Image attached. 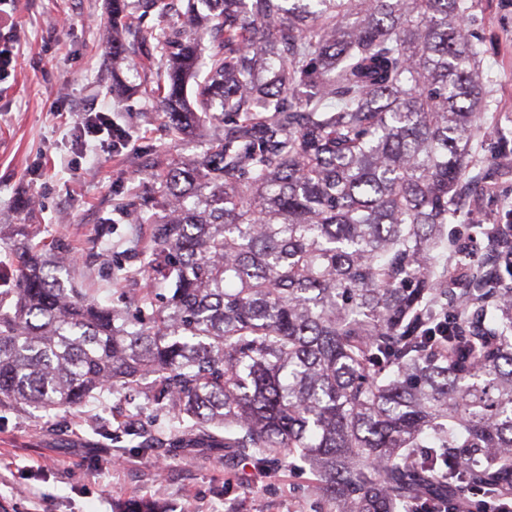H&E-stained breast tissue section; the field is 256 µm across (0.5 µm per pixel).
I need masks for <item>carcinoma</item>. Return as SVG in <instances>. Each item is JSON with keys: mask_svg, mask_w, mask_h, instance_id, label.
Segmentation results:
<instances>
[{"mask_svg": "<svg viewBox=\"0 0 512 512\" xmlns=\"http://www.w3.org/2000/svg\"><path fill=\"white\" fill-rule=\"evenodd\" d=\"M112 0V63L145 49L143 94L202 152L153 175L137 223L148 320L57 272L21 228L0 290V407L74 410L130 389L187 443L260 468L298 456L329 512L472 492L512 503V224L485 263L446 264L489 77L469 0ZM177 18L137 25L139 9ZM208 55L201 59L203 42ZM208 69L197 80L199 65Z\"/></svg>", "mask_w": 512, "mask_h": 512, "instance_id": "carcinoma-1", "label": "carcinoma"}]
</instances>
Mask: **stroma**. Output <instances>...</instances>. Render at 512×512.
Wrapping results in <instances>:
<instances>
[{"instance_id":"35a3bbf8","label":"stroma","mask_w":512,"mask_h":512,"mask_svg":"<svg viewBox=\"0 0 512 512\" xmlns=\"http://www.w3.org/2000/svg\"><path fill=\"white\" fill-rule=\"evenodd\" d=\"M467 20L492 107L472 148L473 189L458 198L447 229L504 223L512 209V9L473 0ZM0 25L15 69L0 73V274L14 272L15 230L67 246L69 276L104 305L142 270L149 227L117 220L118 202L150 189L154 173L200 152L210 124L171 137L142 94L112 91L111 0H0ZM107 110L130 132L127 147L81 146L79 112ZM180 424L166 410L124 392H105L70 412L29 406L0 410V512H116L153 498L164 512H328L316 478L300 460L261 469L244 457L175 450ZM150 451L139 448L142 436Z\"/></svg>"}]
</instances>
